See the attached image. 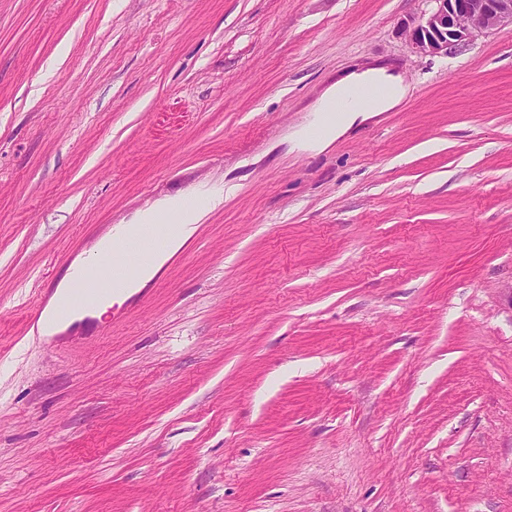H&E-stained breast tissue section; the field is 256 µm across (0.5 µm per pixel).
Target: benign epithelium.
<instances>
[{"mask_svg":"<svg viewBox=\"0 0 512 512\" xmlns=\"http://www.w3.org/2000/svg\"><path fill=\"white\" fill-rule=\"evenodd\" d=\"M435 7L414 19L410 41L420 54H436L472 41L480 33L512 25V0H432Z\"/></svg>","mask_w":512,"mask_h":512,"instance_id":"7a95c632","label":"benign epithelium"}]
</instances>
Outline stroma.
Segmentation results:
<instances>
[{
    "instance_id": "1",
    "label": "stroma",
    "mask_w": 512,
    "mask_h": 512,
    "mask_svg": "<svg viewBox=\"0 0 512 512\" xmlns=\"http://www.w3.org/2000/svg\"><path fill=\"white\" fill-rule=\"evenodd\" d=\"M428 7L0 0V512H512V27L418 54ZM369 60L401 103L295 147ZM216 187L123 321L34 334ZM224 203V195L201 193L193 201L184 197L168 199L156 206L144 211L136 223L120 224L114 231L111 229L100 238L93 246L90 259L94 262L103 260L111 251V248L124 242L133 236L140 224H155L157 219L167 224L166 248L162 252L154 254L152 259L142 267L138 278L130 283L128 288H142L150 281L164 262L195 233L197 225L202 222L205 215L216 210ZM86 269L83 262L74 263L66 277L58 284L57 291L53 296L51 308H47L44 312L42 319L39 322L41 311L44 307L45 302L42 298L39 303L37 310V316L33 321L32 327L35 325L38 327L39 333L42 336H52L67 325L82 320L85 316L91 315L101 318L104 314L112 308V305L116 302L123 301L129 294H117L114 296H107L100 302L96 303L90 310H70L68 308L69 303V288L72 287V282L80 276ZM39 322V326H38Z\"/></svg>"
}]
</instances>
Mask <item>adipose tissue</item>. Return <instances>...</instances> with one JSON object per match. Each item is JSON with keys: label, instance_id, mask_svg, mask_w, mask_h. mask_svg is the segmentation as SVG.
<instances>
[{"label": "adipose tissue", "instance_id": "ef3b65f1", "mask_svg": "<svg viewBox=\"0 0 512 512\" xmlns=\"http://www.w3.org/2000/svg\"><path fill=\"white\" fill-rule=\"evenodd\" d=\"M384 83L388 92L385 96L368 106L347 104L340 117H333L329 110L339 101H346L348 93L354 87L370 83ZM406 94L403 78L400 74L389 70L383 64L371 61L363 69L353 70L339 74L336 80L330 84L321 94L316 104L314 121L322 126L323 133L314 138L308 129H301L297 134V142L301 148L320 151L329 146L336 138L356 123L365 122L375 118L379 113L396 108ZM224 202L223 195L203 193L196 199L190 200L184 197L168 199L156 206L144 211L139 217L138 223L122 224L109 231L93 246L90 254L92 261H100L106 258L111 248L124 242L133 236L139 224H150L160 220L166 224V248L164 251L154 254L152 259L142 267L138 278L133 281V288H142L150 281L157 270L164 264L170 255L178 251L181 246L195 233L198 224L205 215L216 210ZM86 269L84 263L78 262L71 266L69 273L58 284L53 296L52 305L44 312L38 326L41 335L51 336L67 325L82 320L85 314L103 316L115 303V296H108L96 303L91 312L69 309V294L73 281Z\"/></svg>", "mask_w": 512, "mask_h": 512}]
</instances>
